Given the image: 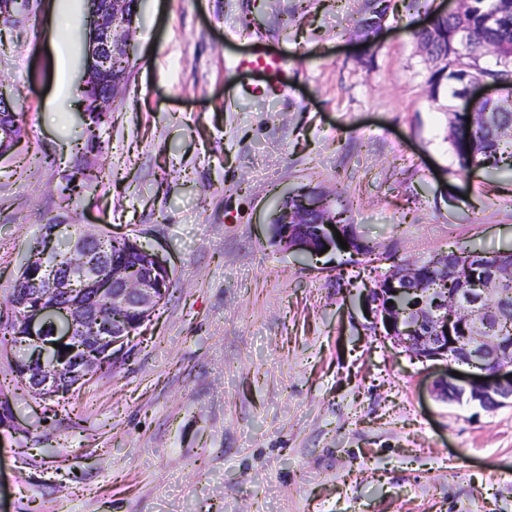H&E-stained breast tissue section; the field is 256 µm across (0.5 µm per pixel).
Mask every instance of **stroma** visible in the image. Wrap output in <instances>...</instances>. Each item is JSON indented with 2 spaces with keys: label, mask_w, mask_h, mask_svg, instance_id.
I'll list each match as a JSON object with an SVG mask.
<instances>
[{
  "label": "stroma",
  "mask_w": 512,
  "mask_h": 512,
  "mask_svg": "<svg viewBox=\"0 0 512 512\" xmlns=\"http://www.w3.org/2000/svg\"><path fill=\"white\" fill-rule=\"evenodd\" d=\"M141 0L134 75L98 161L62 209L86 103L88 0H30L0 30V88L25 133L0 159V298L45 217L135 236L170 267L126 363L78 394L76 423L14 411L0 429V512H512V404L436 398L443 362L374 335L357 267L272 242L277 199L343 190L378 252L512 251V168L459 172L448 84L416 34L452 0ZM288 90L255 94L256 54ZM389 0H369L367 13L358 21V28L364 38H375L384 28V22L390 9Z\"/></svg>",
  "instance_id": "35a3bbf8"
}]
</instances>
